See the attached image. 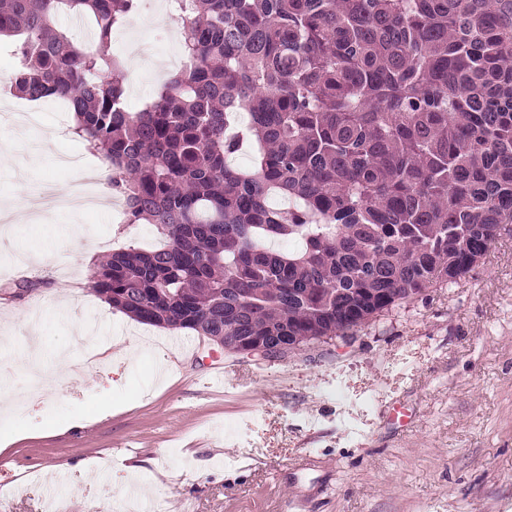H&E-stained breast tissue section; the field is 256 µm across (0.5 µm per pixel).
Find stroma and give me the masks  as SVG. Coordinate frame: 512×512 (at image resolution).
<instances>
[{
  "instance_id": "stroma-1",
  "label": "stroma",
  "mask_w": 512,
  "mask_h": 512,
  "mask_svg": "<svg viewBox=\"0 0 512 512\" xmlns=\"http://www.w3.org/2000/svg\"><path fill=\"white\" fill-rule=\"evenodd\" d=\"M166 0H140L116 38L129 70L126 101L140 110L180 66L182 33ZM57 100L0 106V204L38 185H83L100 160ZM37 255L17 262L30 242ZM162 238L127 225L114 204L11 219L0 233V367L9 388L40 337L53 389L14 411L24 440L0 452V512H126L139 483L154 493L139 512H503L512 504V224L453 288H431L355 337L277 361L217 353L208 341L139 323L106 308L87 286L91 262ZM93 327L101 353L86 363L75 323ZM197 347L182 354L173 337ZM68 352L73 367L60 366ZM222 356L224 385L210 384ZM176 363L173 373L156 368ZM111 414L70 431L88 411ZM258 461L238 465L241 456ZM100 459L87 476L83 459Z\"/></svg>"
}]
</instances>
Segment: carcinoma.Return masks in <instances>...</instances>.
<instances>
[{
  "instance_id": "cac0c4a2",
  "label": "carcinoma",
  "mask_w": 512,
  "mask_h": 512,
  "mask_svg": "<svg viewBox=\"0 0 512 512\" xmlns=\"http://www.w3.org/2000/svg\"><path fill=\"white\" fill-rule=\"evenodd\" d=\"M173 2L184 66L131 112L112 34L137 0H0L13 91L65 100L125 223L165 238L91 268L113 308L279 360L459 284L512 223V0Z\"/></svg>"
}]
</instances>
